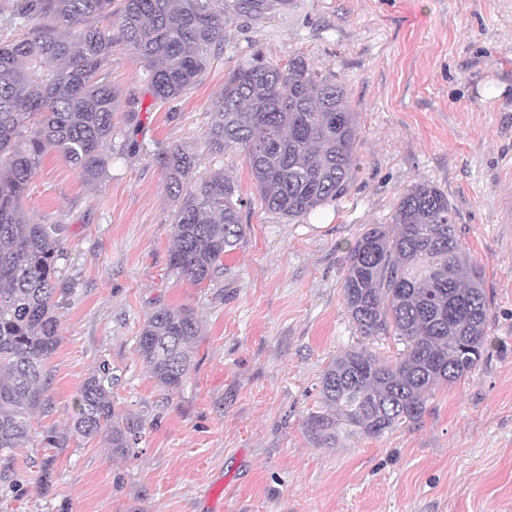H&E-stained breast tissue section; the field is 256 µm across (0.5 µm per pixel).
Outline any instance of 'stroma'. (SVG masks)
Returning a JSON list of instances; mask_svg holds the SVG:
<instances>
[{"mask_svg":"<svg viewBox=\"0 0 512 512\" xmlns=\"http://www.w3.org/2000/svg\"><path fill=\"white\" fill-rule=\"evenodd\" d=\"M256 53L300 54L336 75L356 114L348 195L293 221L262 207L243 153L201 145L225 74ZM108 80L121 93L115 139L133 110L145 149L113 156L95 185L53 153L29 186L31 221L64 228L72 292L19 478L0 479V512H512V0H292L261 20L231 17L223 55L176 99L154 102L146 69L119 43ZM492 83L503 94L483 97ZM174 144L251 203L243 240L209 284L168 267L175 203L154 154ZM422 182L447 195L484 269L492 347L418 423L315 447L302 422L320 376L360 343L345 253ZM180 306L200 332L188 378L166 392L137 336L153 311ZM104 369L114 405L141 423L126 458L72 429L81 385Z\"/></svg>","mask_w":512,"mask_h":512,"instance_id":"obj_1","label":"stroma"}]
</instances>
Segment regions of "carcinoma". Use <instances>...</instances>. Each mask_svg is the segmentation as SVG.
Masks as SVG:
<instances>
[{
    "mask_svg": "<svg viewBox=\"0 0 512 512\" xmlns=\"http://www.w3.org/2000/svg\"><path fill=\"white\" fill-rule=\"evenodd\" d=\"M0 0V464L31 433L47 388L43 369L59 343L62 225L36 224L23 201L47 154L87 183L107 175L112 154L143 143L112 142L119 91L101 77L120 42L149 72L157 102L194 86L224 52L227 19H258L288 0ZM110 21L109 30L96 21ZM116 34H110V30ZM203 145L244 154L264 207L304 216L346 196L357 167V125L346 90L300 55L285 65L254 56L227 73ZM169 195L174 245L169 266L197 285L224 274V255L245 235L239 185L222 171L198 176L180 145L157 157ZM347 313L367 341L403 345L381 357L363 345L321 375L320 408L303 420L319 448L377 437L417 422L435 391L469 377L491 346L484 272L459 241L448 197L419 183L396 202L390 224H370L345 256ZM198 322L188 307H161L145 321L137 352L167 391L190 369ZM73 431L133 452L139 426L112 402V375L82 384Z\"/></svg>",
    "mask_w": 512,
    "mask_h": 512,
    "instance_id": "cac0c4a2",
    "label": "carcinoma"
}]
</instances>
